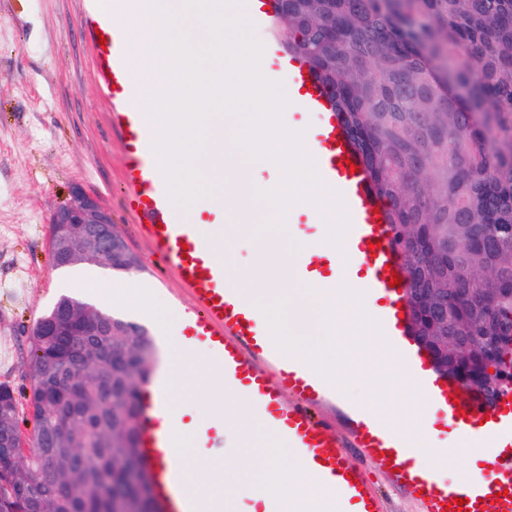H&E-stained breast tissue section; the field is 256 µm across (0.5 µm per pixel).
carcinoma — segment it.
<instances>
[{"instance_id":"1","label":"carcinoma","mask_w":512,"mask_h":512,"mask_svg":"<svg viewBox=\"0 0 512 512\" xmlns=\"http://www.w3.org/2000/svg\"><path fill=\"white\" fill-rule=\"evenodd\" d=\"M270 34L305 60L387 203L407 278L411 335L436 371L493 406L512 392V0H283ZM429 336L448 337V354ZM22 447L0 437V512H114L134 499L136 417L156 354L104 336L117 357L84 377L88 336H30ZM17 428L20 402L0 388ZM60 428L56 482L37 483L42 435Z\"/></svg>"}]
</instances>
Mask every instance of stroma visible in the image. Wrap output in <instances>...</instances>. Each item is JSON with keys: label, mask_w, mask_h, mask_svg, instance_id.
I'll return each instance as SVG.
<instances>
[{"label": "stroma", "mask_w": 512, "mask_h": 512, "mask_svg": "<svg viewBox=\"0 0 512 512\" xmlns=\"http://www.w3.org/2000/svg\"><path fill=\"white\" fill-rule=\"evenodd\" d=\"M79 8V0H0V383L18 396L30 387L32 323L59 296L83 295L54 266L49 248V213L71 187L97 194L139 259L138 270L112 273L113 284L140 280L166 305L193 306L191 293L140 236L123 206V144L109 130L94 47L69 21ZM213 390L204 382L178 397L215 433L194 460L202 470L220 464L232 436L210 410ZM353 412L343 395L312 407L331 433L344 438L349 461L361 468L383 512H422L419 501L351 440Z\"/></svg>", "instance_id": "stroma-1"}]
</instances>
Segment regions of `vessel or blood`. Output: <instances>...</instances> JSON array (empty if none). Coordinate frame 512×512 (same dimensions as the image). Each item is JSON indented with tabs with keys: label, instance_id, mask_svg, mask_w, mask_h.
Masks as SVG:
<instances>
[{
	"label": "vessel or blood",
	"instance_id": "1",
	"mask_svg": "<svg viewBox=\"0 0 512 512\" xmlns=\"http://www.w3.org/2000/svg\"><path fill=\"white\" fill-rule=\"evenodd\" d=\"M121 2L82 0L77 21L88 35L99 33L105 38V46L97 50L96 65L110 103L112 127L123 142L125 204L168 269L194 295L188 336L210 342L209 358L223 365L225 384L249 394L257 420L280 434L289 447L300 449L301 461L335 492L332 512H381L376 493L359 467L349 462L343 440L309 411L315 401L330 398V391L312 369L280 357L268 340V327L244 300L235 276L215 259L205 225L191 223L173 204L154 157L155 134L130 100L129 48L112 24ZM261 51L277 55L280 71L299 87V111L318 112L324 118L314 135L311 158L321 182L338 189L343 199L348 217V266L356 270L364 290L382 303L376 323L392 336L395 346H402L408 323L403 305L406 287L390 286L389 281L392 273H403L404 268L361 156L332 112L325 89L319 83H307L309 68L304 61L282 55L272 41ZM375 240L380 241V248L369 249V242ZM298 276L308 283L320 282L335 278L336 269L329 259L313 256L299 266ZM407 359L433 403L451 421L497 437L505 442V449L492 455L467 504L458 509L453 505L458 493L449 483L429 475L414 459L394 458L397 436L366 411L357 412L352 420L358 446L417 493L423 512H512V393L498 401L508 419L490 420L478 401L457 396L452 385L432 379L425 356L411 353ZM168 411L169 401L161 395L140 415V448L158 497L172 503L171 512H221L218 503L204 500L187 485L186 460L170 454L171 432L162 424Z\"/></svg>",
	"mask_w": 512,
	"mask_h": 512
}]
</instances>
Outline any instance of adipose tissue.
I'll use <instances>...</instances> for the list:
<instances>
[{
  "mask_svg": "<svg viewBox=\"0 0 512 512\" xmlns=\"http://www.w3.org/2000/svg\"><path fill=\"white\" fill-rule=\"evenodd\" d=\"M75 283L81 285L92 300L136 312L151 319L166 347V359L158 376L173 404V451L187 456L188 440L202 441L203 428L182 424L183 410L176 404V396L202 381L219 386L214 405L224 411V418L235 429L238 444L227 449L223 461L208 473L187 469L188 482L223 502L226 512H235L241 501H249L250 512H262L268 504H275L278 512H327L330 496L319 486L315 477L302 465L298 451L282 447L278 440H267L262 448H255L253 438L257 423L249 397L225 389L221 367L206 360L207 346L194 344L185 347L183 331L186 322L182 313L159 305L153 289L143 284L132 288H113L94 265L77 266Z\"/></svg>",
  "mask_w": 512,
  "mask_h": 512,
  "instance_id": "ef3b65f1",
  "label": "adipose tissue"
}]
</instances>
